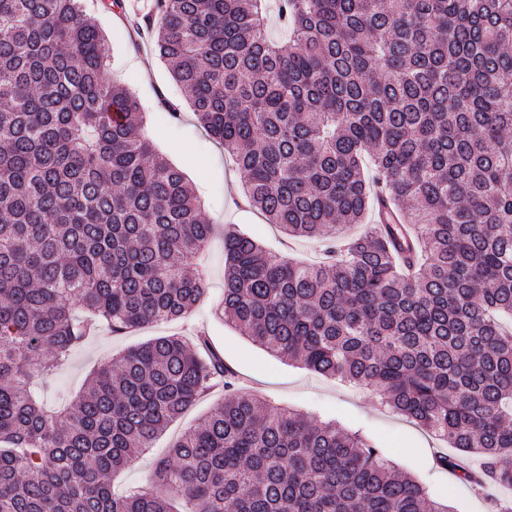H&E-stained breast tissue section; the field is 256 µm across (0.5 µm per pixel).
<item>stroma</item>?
Here are the masks:
<instances>
[{"label":"stroma","mask_w":512,"mask_h":512,"mask_svg":"<svg viewBox=\"0 0 512 512\" xmlns=\"http://www.w3.org/2000/svg\"><path fill=\"white\" fill-rule=\"evenodd\" d=\"M88 13L95 16L105 41L102 52L112 77L130 88L144 112V131L159 151L179 167L190 180L202 205L206 221L215 226L208 249L201 256L200 273L209 289L202 301L183 322L151 325L121 336L102 332L71 355L68 364L53 375L44 389L52 405L69 401L81 392L89 374L126 347L160 335L203 333L223 353L224 361L240 377L243 393L289 406L321 421L333 420L343 428L361 432L379 446L403 471L410 473L434 498L455 512H497L505 492L499 488L478 490L460 483L441 469L436 456L448 453L447 444L406 418L380 404L369 388H354L336 380L318 377L299 365L274 357L241 335L216 314L224 296V227L228 224L259 240L273 251H283L300 259L315 258L306 241L285 242L279 228L266 223L257 211L239 203L243 177L222 147L197 122L166 66L152 50L150 35L129 36L113 21L111 13L85 0ZM179 106L181 122H173L166 104ZM224 400L223 391L204 396L182 418L171 423L154 448L138 455L128 468L117 473L113 485L120 490L147 485L152 479L154 457L168 447L198 419Z\"/></svg>","instance_id":"stroma-1"}]
</instances>
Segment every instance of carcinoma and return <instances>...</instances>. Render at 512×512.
Returning a JSON list of instances; mask_svg holds the SVG:
<instances>
[{
    "mask_svg": "<svg viewBox=\"0 0 512 512\" xmlns=\"http://www.w3.org/2000/svg\"><path fill=\"white\" fill-rule=\"evenodd\" d=\"M156 0L144 19L245 203L293 262L224 232V320L271 355L370 387L512 488V0ZM81 0H0V512H452L383 449L239 394L205 336H156L69 407L44 380L102 327L184 319L213 225L104 68ZM381 187L383 222L359 236ZM224 402L113 476L201 397ZM480 458V466L464 462ZM224 401V392L216 390L204 396L182 418L171 423L156 441L155 448H150L138 455L128 468L117 473L113 485L119 490L133 489L150 483L153 473V458L165 453L168 447L184 432L197 423L198 419Z\"/></svg>",
    "mask_w": 512,
    "mask_h": 512,
    "instance_id": "carcinoma-1",
    "label": "carcinoma"
}]
</instances>
